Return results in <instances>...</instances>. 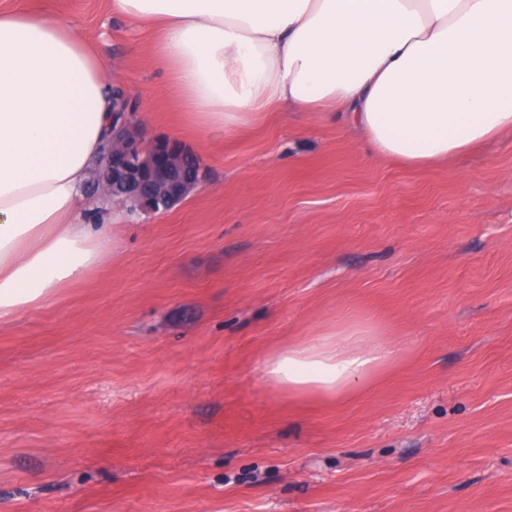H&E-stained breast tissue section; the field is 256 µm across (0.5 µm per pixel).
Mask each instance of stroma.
Instances as JSON below:
<instances>
[{
    "label": "stroma",
    "mask_w": 512,
    "mask_h": 512,
    "mask_svg": "<svg viewBox=\"0 0 512 512\" xmlns=\"http://www.w3.org/2000/svg\"><path fill=\"white\" fill-rule=\"evenodd\" d=\"M25 5L205 181L0 328V512H512V134L414 169L332 114L202 128L110 0ZM349 324L398 356L345 405L265 377Z\"/></svg>",
    "instance_id": "obj_1"
}]
</instances>
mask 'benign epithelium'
I'll return each mask as SVG.
<instances>
[{
  "instance_id": "1",
  "label": "benign epithelium",
  "mask_w": 512,
  "mask_h": 512,
  "mask_svg": "<svg viewBox=\"0 0 512 512\" xmlns=\"http://www.w3.org/2000/svg\"><path fill=\"white\" fill-rule=\"evenodd\" d=\"M139 106L112 85V127L96 179V195L118 198L130 213L167 210L203 182L200 164L171 141H146L135 126Z\"/></svg>"
}]
</instances>
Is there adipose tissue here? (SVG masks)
<instances>
[{"mask_svg":"<svg viewBox=\"0 0 512 512\" xmlns=\"http://www.w3.org/2000/svg\"><path fill=\"white\" fill-rule=\"evenodd\" d=\"M154 46L194 124L338 112L415 167L512 132V0H110ZM110 75L68 24L0 10V325L52 304L118 243L83 189L112 125ZM396 352L346 329L263 360L295 401L344 405Z\"/></svg>","mask_w":512,"mask_h":512,"instance_id":"1","label":"adipose tissue"}]
</instances>
